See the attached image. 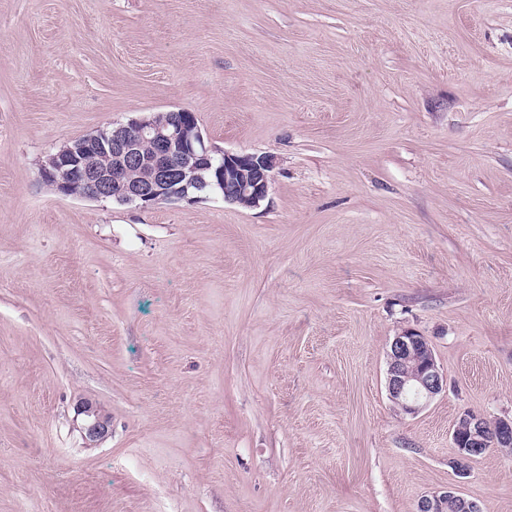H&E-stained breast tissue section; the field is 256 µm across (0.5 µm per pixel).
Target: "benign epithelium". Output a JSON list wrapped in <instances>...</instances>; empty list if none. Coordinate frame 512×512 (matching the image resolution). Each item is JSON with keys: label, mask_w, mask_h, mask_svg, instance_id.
Here are the masks:
<instances>
[{"label": "benign epithelium", "mask_w": 512, "mask_h": 512, "mask_svg": "<svg viewBox=\"0 0 512 512\" xmlns=\"http://www.w3.org/2000/svg\"><path fill=\"white\" fill-rule=\"evenodd\" d=\"M152 150L146 157L140 145ZM110 164L102 166L97 159ZM277 157L271 153H232L214 146L206 138L194 113L170 111L159 125L146 117L125 124L99 128L79 137L48 157L41 179L56 191L71 195V187H83V197L94 201L112 200L121 205L151 209L160 204L193 202L206 195H219L225 203L253 208L268 196ZM132 168L145 171L132 181ZM447 386L426 337L405 329L393 337L388 352L387 391L389 399L407 415L424 409ZM87 417L83 427L86 443L103 440L109 419L93 405L81 406ZM458 475L468 474L470 464L490 448L512 451V418L493 421L473 411L464 412L452 432ZM459 512H480L476 502L454 491L423 497L417 512H444L449 501Z\"/></svg>", "instance_id": "obj_1"}]
</instances>
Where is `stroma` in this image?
<instances>
[{"label":"stroma","mask_w":512,"mask_h":512,"mask_svg":"<svg viewBox=\"0 0 512 512\" xmlns=\"http://www.w3.org/2000/svg\"><path fill=\"white\" fill-rule=\"evenodd\" d=\"M175 109L276 156L259 206L41 180ZM466 410L512 416V0H0V512H512V453L450 464ZM388 356L389 399L407 415L424 409L447 386L425 336L405 329L393 337ZM81 413L87 417L83 427L84 439L88 445L103 440L109 431V419L92 404L86 403L81 406ZM451 500H454L458 505V512H480L479 506L476 502L450 490L443 492L442 494L423 497L418 504L417 512H443L444 506L447 503L448 506L445 512H456L457 505L455 502H448Z\"/></svg>","instance_id":"35a3bbf8"}]
</instances>
